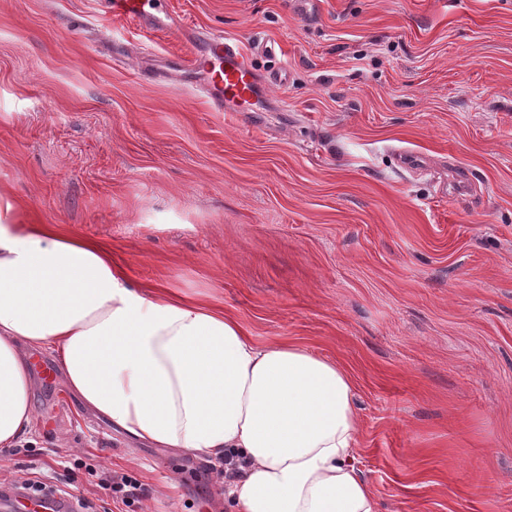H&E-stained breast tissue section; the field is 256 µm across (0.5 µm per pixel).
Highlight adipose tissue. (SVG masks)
<instances>
[{
    "mask_svg": "<svg viewBox=\"0 0 512 512\" xmlns=\"http://www.w3.org/2000/svg\"><path fill=\"white\" fill-rule=\"evenodd\" d=\"M51 352L86 409L129 438L206 457L232 512H377L354 464L353 382L223 310L137 288L90 240L33 224L0 192V447L30 432L27 351Z\"/></svg>",
    "mask_w": 512,
    "mask_h": 512,
    "instance_id": "ef3b65f1",
    "label": "adipose tissue"
}]
</instances>
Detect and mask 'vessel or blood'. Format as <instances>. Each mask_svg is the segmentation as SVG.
<instances>
[{"instance_id": "b4317fda", "label": "vessel or blood", "mask_w": 512, "mask_h": 512, "mask_svg": "<svg viewBox=\"0 0 512 512\" xmlns=\"http://www.w3.org/2000/svg\"><path fill=\"white\" fill-rule=\"evenodd\" d=\"M150 0H112L113 19L132 25L152 21ZM201 72L203 87L223 112H248L264 97L265 82L251 67L238 41L221 35L201 36L198 50L186 61Z\"/></svg>"}]
</instances>
